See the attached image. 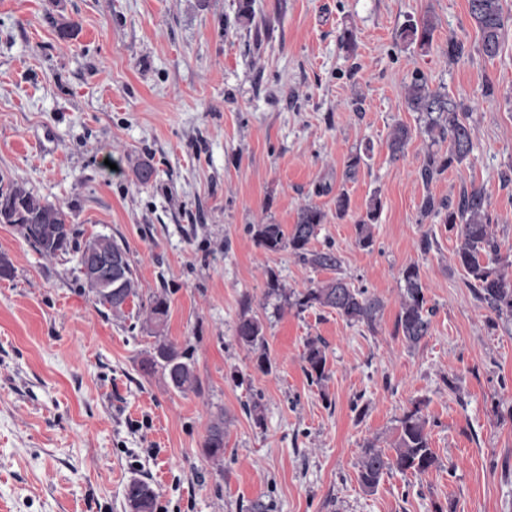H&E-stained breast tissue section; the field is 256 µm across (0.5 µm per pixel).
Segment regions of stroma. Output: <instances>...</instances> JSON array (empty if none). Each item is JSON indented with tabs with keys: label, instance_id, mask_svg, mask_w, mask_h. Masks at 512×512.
Segmentation results:
<instances>
[{
	"label": "stroma",
	"instance_id": "stroma-1",
	"mask_svg": "<svg viewBox=\"0 0 512 512\" xmlns=\"http://www.w3.org/2000/svg\"><path fill=\"white\" fill-rule=\"evenodd\" d=\"M0 0V176L60 205L78 242L126 244L139 296L115 315L87 288L76 253L47 257L8 224L0 254V512H130L141 480L156 512H512V320L497 319L454 260L458 241L425 196L484 189L512 255V30L487 57L468 0ZM433 17L429 50L404 42ZM78 32L61 38L58 25ZM355 40L342 46L339 35ZM464 45L448 56L449 39ZM424 78L465 109L473 150L424 181L432 142L407 86ZM412 138L391 157L394 125ZM369 151L354 178L350 154ZM154 176L140 183L135 168ZM350 210L336 216V196ZM374 244L355 224L371 196ZM327 214L315 249L339 270L269 253L252 224ZM429 237L430 250L420 240ZM416 265L435 311L408 347L394 334L402 272ZM343 277L379 297L376 330L335 312L264 297ZM167 293L162 326L150 297ZM265 326L271 373L235 340L241 300ZM188 346L199 380L175 390L143 361L157 338ZM326 346L313 384L302 353ZM259 402V413L249 411ZM437 464L423 475L358 480L366 442L391 450L414 403ZM224 419V457L204 441ZM302 359L306 373L312 382L319 384L327 378L328 367L325 345L319 338H308L306 340ZM126 497L135 503V508L140 512H154L156 494L150 485L141 480L129 483L126 489Z\"/></svg>",
	"mask_w": 512,
	"mask_h": 512
}]
</instances>
